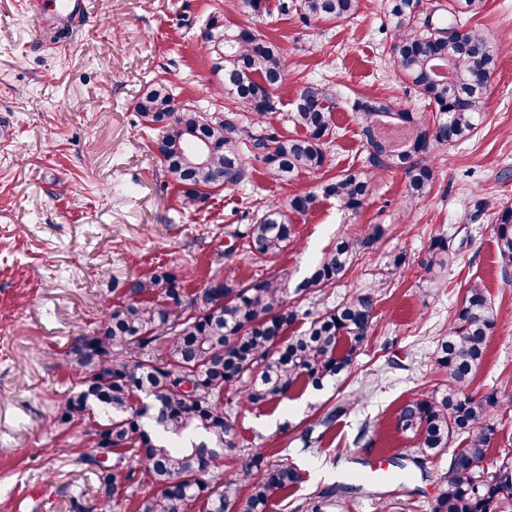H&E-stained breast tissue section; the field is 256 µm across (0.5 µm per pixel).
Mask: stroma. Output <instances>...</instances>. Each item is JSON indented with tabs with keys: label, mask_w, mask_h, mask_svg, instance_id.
<instances>
[{
	"label": "stroma",
	"mask_w": 512,
	"mask_h": 512,
	"mask_svg": "<svg viewBox=\"0 0 512 512\" xmlns=\"http://www.w3.org/2000/svg\"><path fill=\"white\" fill-rule=\"evenodd\" d=\"M268 14L254 16L229 0H91L80 34L53 13L38 15L32 0H0V512H71L73 500L95 502L94 476L73 449L79 430L54 423V406L78 387L58 367L72 338L96 328L118 304L126 280L158 267L176 269L188 290L205 286L215 270L241 281L269 274L298 283L307 266L343 234L383 225L384 237L325 295L331 307L374 290L376 318L353 364L324 389L295 393L283 405L239 411L241 447L288 457L304 480L302 499L341 483L358 484L346 512H383L386 503L413 502L429 512L438 490L439 459L428 474L387 481L390 460L412 439L397 425L399 408L437 389V343L462 306L470 280L485 284L496 316L486 359L472 387L503 388L493 411L498 432L488 459L512 449V268L497 262L494 214L512 203V0H483L467 26L490 39L498 66L487 92L486 118L469 141L436 147L431 194L412 204L404 172L375 174L360 211L321 200L293 216L296 239L268 265L226 258L235 233L258 220L266 203L287 204L296 193L366 163L360 127L348 106L367 92L399 108L427 111L424 99L394 73L396 28L384 0H360L342 22ZM253 26L287 51V78L272 119L282 135L302 82L334 97L338 137L323 169L290 182L272 180L252 163L245 184L214 194L199 210L181 205L179 189L162 169L141 128L134 102L156 76L168 81L177 105L217 111L222 77L214 72L201 33L212 15ZM68 44L59 52L58 44ZM442 235L458 251L438 276L423 261ZM402 271L387 274L391 255ZM352 401L335 435L305 448L301 432L332 405ZM383 468L384 477L372 471Z\"/></svg>",
	"instance_id": "35a3bbf8"
}]
</instances>
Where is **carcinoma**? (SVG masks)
I'll return each instance as SVG.
<instances>
[{
    "instance_id": "carcinoma-1",
    "label": "carcinoma",
    "mask_w": 512,
    "mask_h": 512,
    "mask_svg": "<svg viewBox=\"0 0 512 512\" xmlns=\"http://www.w3.org/2000/svg\"><path fill=\"white\" fill-rule=\"evenodd\" d=\"M482 2L448 0V13H469ZM385 6L397 30L396 68L434 113L397 109L382 97L355 94L349 106L359 121L366 169L346 170L294 195L286 212L268 205L240 234L242 247L230 252L242 250L255 263L274 262L295 239L288 213L304 215L322 197H333L356 213L378 170L404 171L407 196L421 200L436 177L426 156L477 132L497 67L488 37L470 29L462 32L460 46L450 49L448 33L456 26L423 17L422 0H385ZM279 9L284 16L344 21L358 12L359 0H284ZM204 42L210 45L213 69L224 74L228 102L222 113L177 109L161 79L134 105L141 125L158 132L160 161L179 187L182 205L198 210L214 193L240 186L253 159L273 180L320 171L326 144L336 135L328 90L313 83L300 88L287 119L302 135L255 136L243 125V115L268 123L279 111L284 49L223 14L211 17ZM197 138L210 145L203 163L193 161ZM494 230L502 266L512 268L511 203L495 213ZM384 235L382 225L372 224L359 236L340 237L309 267L294 294L336 287L357 255ZM454 258L448 238H434L427 273L446 269ZM373 297L365 291L332 308L302 310L290 305L288 281L278 274L241 282L217 272L192 293L184 288V276L164 268L128 280L121 305L107 322L75 337L64 351L62 364L76 371L79 389L54 409L59 425L82 427L88 447L111 456L110 465L93 455L80 456L94 466V510L121 512L141 471L154 490L144 496L140 512H271L302 482V474L286 458L267 459L240 446L237 412L225 391L236 387L247 402L262 406L343 377L374 323ZM299 320L307 321V328L286 336ZM495 327L484 287L471 282L435 352L442 390L417 396L398 412V427L413 439L409 462L424 473L436 458L448 456L430 512H512V457L504 456L494 467L487 463L496 432L489 415L499 404L498 391L478 395L471 390ZM160 346L165 358L158 360L152 351ZM350 408L348 402L323 412L302 432L305 447L313 444L314 427L323 428L320 441ZM232 463L238 475L227 478L224 466ZM348 490L342 485L314 494L295 512H333Z\"/></svg>"
}]
</instances>
